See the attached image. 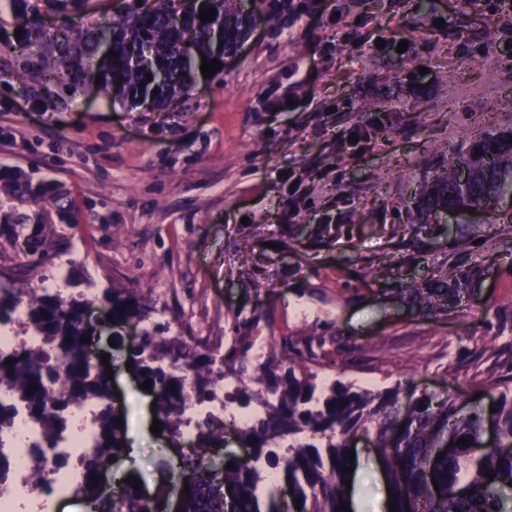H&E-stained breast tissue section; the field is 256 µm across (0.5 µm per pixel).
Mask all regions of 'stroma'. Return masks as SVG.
Listing matches in <instances>:
<instances>
[{"label":"stroma","mask_w":512,"mask_h":512,"mask_svg":"<svg viewBox=\"0 0 512 512\" xmlns=\"http://www.w3.org/2000/svg\"><path fill=\"white\" fill-rule=\"evenodd\" d=\"M138 0L0 6V278L87 290L124 424L142 426V487L181 485L151 396L101 293L210 349L246 336L301 351L298 375L440 404L512 385V190L494 216L438 224L420 194L450 157L512 131V7L502 0H247L251 31L189 92L132 100L65 71L28 75L44 31L137 12ZM31 29L30 39L14 32ZM408 48L397 52L400 41ZM362 128L350 142L354 128ZM470 296L432 316L397 294L448 273ZM351 512H386L370 440L354 447ZM104 303L112 310V317L126 321H144L156 312L151 302L127 289L112 288L104 295Z\"/></svg>","instance_id":"obj_1"}]
</instances>
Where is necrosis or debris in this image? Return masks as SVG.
I'll return each mask as SVG.
<instances>
[{
	"label": "necrosis or debris",
	"mask_w": 512,
	"mask_h": 512,
	"mask_svg": "<svg viewBox=\"0 0 512 512\" xmlns=\"http://www.w3.org/2000/svg\"><path fill=\"white\" fill-rule=\"evenodd\" d=\"M0 403L14 406L11 424L0 429V451L8 464L0 470V512H16L20 499L49 506L59 497L70 494L78 479L74 466L93 446L95 424L93 407L76 403L67 412V427L52 450H45L40 426L20 406L16 395L0 387ZM41 469L43 479L33 483L30 474Z\"/></svg>",
	"instance_id": "obj_1"
}]
</instances>
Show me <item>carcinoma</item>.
I'll use <instances>...</instances> for the list:
<instances>
[{"mask_svg":"<svg viewBox=\"0 0 512 512\" xmlns=\"http://www.w3.org/2000/svg\"><path fill=\"white\" fill-rule=\"evenodd\" d=\"M199 2L190 19L182 21L176 0H159L155 8L120 23L106 21L78 30L65 23V31L54 37L60 43L57 66L75 81L99 80L105 91L119 84L135 97L186 92L201 57L224 61L249 30V17L231 8L233 0ZM201 8L215 9V18L201 21ZM105 38L111 40L113 54L96 69L93 60ZM476 148L481 154L466 185L457 183L454 165H448V174L435 177L424 193L421 210L457 209L512 187L508 134L480 138L467 153L474 154ZM470 283L469 277L450 273L427 288H399L397 294L408 296L420 311L443 315ZM104 303L120 320L144 321L155 313L151 302L126 289H112ZM18 304L15 289L0 286V322L10 319ZM84 307L81 299L67 301L44 288L34 295L24 326L34 327L56 357L30 349L0 354V386L18 395L50 448L63 432L66 409L75 401L91 402L97 436L94 448L81 459L76 493L93 502L97 512H158L160 501H147L131 480L124 482L121 498L111 502L102 496L99 462L124 454L127 440L123 425L116 422L119 412H110L109 371L93 363L87 344L80 342ZM251 349L247 337L236 336L222 352L206 350L196 337L171 332L168 322L142 330L139 340L128 346L133 366L144 372L142 380L152 381L161 430L174 442L183 437L186 409L213 401L221 384L224 403L246 411L261 407L239 430L241 447L250 449V456L227 458L229 469L210 458L224 424L210 413L197 418L185 455L194 480L188 482L189 492L180 494V512H344L349 443L360 433L381 450L394 512H512V455L495 448L469 451L488 422L499 442L512 446L511 390L500 392L488 412L474 406L464 413L451 400L436 407L425 399L403 405L397 387L381 393L334 382L320 389L310 378H298L286 345L279 355L256 364ZM286 438L290 443L284 449ZM462 438L470 439V445L442 453L445 442ZM487 473L494 478L485 477ZM285 490L290 491L286 499ZM295 499L301 503L298 510Z\"/></svg>","mask_w":512,"mask_h":512,"instance_id":"obj_1","label":"carcinoma"}]
</instances>
